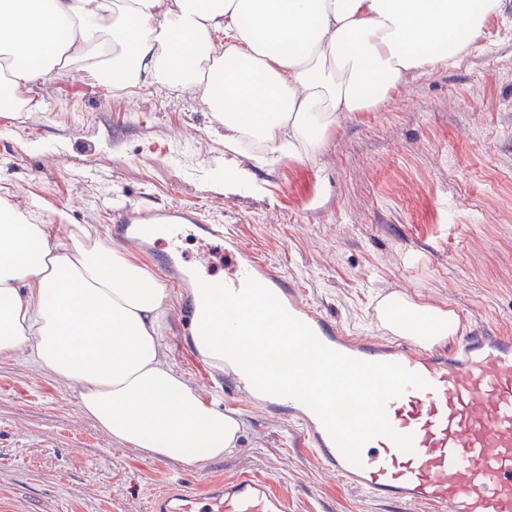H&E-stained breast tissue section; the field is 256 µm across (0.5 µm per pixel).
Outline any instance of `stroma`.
Segmentation results:
<instances>
[{
	"label": "stroma",
	"instance_id": "obj_1",
	"mask_svg": "<svg viewBox=\"0 0 512 512\" xmlns=\"http://www.w3.org/2000/svg\"><path fill=\"white\" fill-rule=\"evenodd\" d=\"M34 93L43 110L0 115V197L40 211L59 246L80 229L113 247L117 210L172 203L228 225L347 333L383 335L373 309L390 293L454 311L462 332L512 333V0L458 66L402 82L377 111L339 113L313 162L254 169L247 191L225 189V167L246 159L191 93H116L83 70ZM181 329L170 288L164 358L208 397L209 368ZM223 408L236 447L187 465L112 438L40 365L0 360V512H147L169 479L200 492L243 474L269 480L287 512H425L347 486L246 398Z\"/></svg>",
	"mask_w": 512,
	"mask_h": 512
}]
</instances>
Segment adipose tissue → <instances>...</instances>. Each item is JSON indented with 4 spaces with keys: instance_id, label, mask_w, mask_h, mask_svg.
<instances>
[{
    "instance_id": "1",
    "label": "adipose tissue",
    "mask_w": 512,
    "mask_h": 512,
    "mask_svg": "<svg viewBox=\"0 0 512 512\" xmlns=\"http://www.w3.org/2000/svg\"><path fill=\"white\" fill-rule=\"evenodd\" d=\"M503 0H0L10 57L0 112L41 109L37 83L75 70L105 86L191 91L255 164L314 161L340 112L379 109L399 82L457 65ZM166 290L127 253L76 231L65 248L33 212L0 204V360L31 357L77 386L82 412L155 458L218 460L237 419L168 367ZM425 341L454 335L453 311L390 295Z\"/></svg>"
}]
</instances>
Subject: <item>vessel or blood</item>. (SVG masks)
<instances>
[{"label":"vessel or blood","mask_w":512,"mask_h":512,"mask_svg":"<svg viewBox=\"0 0 512 512\" xmlns=\"http://www.w3.org/2000/svg\"><path fill=\"white\" fill-rule=\"evenodd\" d=\"M187 231L203 242H223V283L231 290L253 278L328 348L360 360L398 363L429 383L425 389H407L386 406L393 429L412 435V451L377 437L363 446L358 466L344 457L311 409L296 399L257 391L231 362L213 369L225 392L247 394L263 412L288 419L326 470L371 498L427 512H512L511 334L472 328L434 345L411 336L348 335L303 300L287 272L245 247L224 225L169 204L128 206L116 215L111 235L158 252L166 282L182 292L189 343L200 334V314L196 266L182 246ZM148 512H286V504L266 481L244 475L201 494L186 492L181 481H174L152 497Z\"/></svg>","instance_id":"1"}]
</instances>
